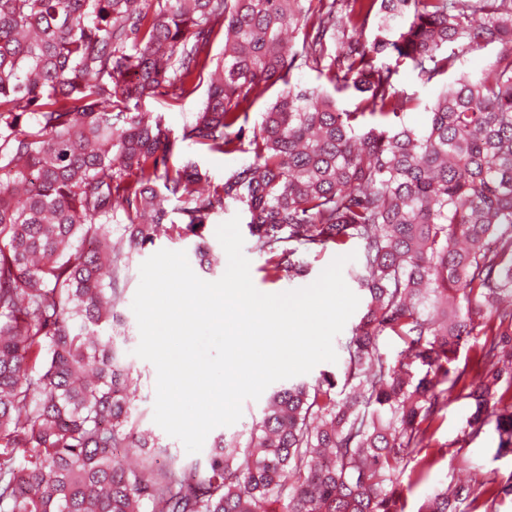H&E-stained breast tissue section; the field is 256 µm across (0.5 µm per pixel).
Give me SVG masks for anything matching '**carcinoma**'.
Instances as JSON below:
<instances>
[{
    "label": "carcinoma",
    "instance_id": "cac0c4a2",
    "mask_svg": "<svg viewBox=\"0 0 512 512\" xmlns=\"http://www.w3.org/2000/svg\"><path fill=\"white\" fill-rule=\"evenodd\" d=\"M403 66L439 85L423 129L404 121L421 99ZM304 67L334 92L291 83ZM203 86L177 137L131 111ZM186 146L253 162L203 192L196 163L173 164ZM231 203L276 278L361 241L365 311L339 343L343 382L279 386L246 442L185 462L133 404L124 272L160 235L212 266L204 232ZM454 391L463 441L491 425L494 459L512 456V0H0V512H405L402 477L429 479ZM119 448L144 452L120 466ZM507 500L512 474L476 473L417 512Z\"/></svg>",
    "mask_w": 512,
    "mask_h": 512
}]
</instances>
